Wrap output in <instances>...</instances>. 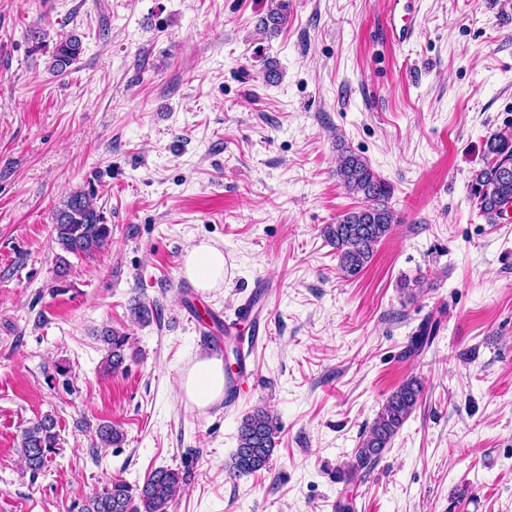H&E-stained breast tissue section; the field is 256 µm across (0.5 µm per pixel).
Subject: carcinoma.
Masks as SVG:
<instances>
[{
    "label": "carcinoma",
    "instance_id": "carcinoma-1",
    "mask_svg": "<svg viewBox=\"0 0 512 512\" xmlns=\"http://www.w3.org/2000/svg\"><path fill=\"white\" fill-rule=\"evenodd\" d=\"M288 24V3L276 0L258 22L261 33L274 37ZM82 43L75 35H66L55 43L50 70L61 74L79 57ZM336 175L344 190L362 199L363 204L336 218L322 230L326 241L336 250L338 269L346 278L358 276L370 263L377 245L387 238L397 223L389 206L393 187L381 178L365 158L346 149L339 150ZM469 194L478 212L488 223L504 218L506 207L512 204V130L490 134L485 142L484 163L472 172ZM56 255V291L67 288L63 277L67 260L63 254L92 257L103 251L112 240V225L106 222L103 209L95 195L84 190L72 191L61 201L52 227ZM159 316L158 306L137 303L131 308V317L139 323H148ZM436 325L426 322L412 337L404 351L407 358L419 355L433 340ZM105 356L101 369L116 373L124 369L129 336L112 326L100 333ZM419 378H408L387 399L361 440L352 461L346 464L344 475L353 482L366 474L391 444L392 439L415 410L422 395ZM56 419L47 414L21 433L20 454L25 467L37 474L49 462L59 446ZM281 431L279 418L264 408H255L246 414L238 429V446L224 465L231 478L248 476L265 469L278 443ZM102 447L119 443L123 433L110 423L98 425L95 431ZM190 476V470L156 468L142 483L131 484L115 478L101 491L90 496L84 512H170V508Z\"/></svg>",
    "mask_w": 512,
    "mask_h": 512
}]
</instances>
